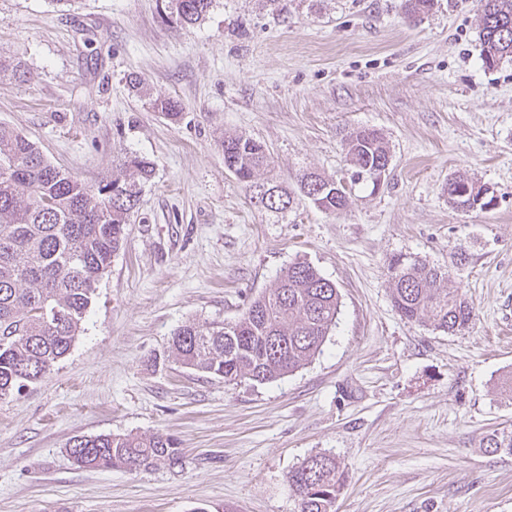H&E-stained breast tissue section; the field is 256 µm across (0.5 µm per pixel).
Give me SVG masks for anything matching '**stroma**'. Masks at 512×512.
I'll use <instances>...</instances> for the list:
<instances>
[{
    "instance_id": "stroma-1",
    "label": "stroma",
    "mask_w": 512,
    "mask_h": 512,
    "mask_svg": "<svg viewBox=\"0 0 512 512\" xmlns=\"http://www.w3.org/2000/svg\"><path fill=\"white\" fill-rule=\"evenodd\" d=\"M216 0L181 27L165 0H0V124L89 187L125 156L154 168L99 282L84 330L45 378L0 399V512H296L289 471L329 452L348 467L336 512H512V61L485 68L477 0ZM181 103L166 118L132 88ZM379 130L380 188L348 206L275 214L224 166L246 134L296 189L314 170L349 181L344 135ZM463 175L485 209L452 208ZM442 267L475 310L465 331L407 322L388 264ZM341 294L321 354L266 384L175 364L174 329L233 320L289 262ZM162 433L182 466L78 468L66 449L98 434Z\"/></svg>"
}]
</instances>
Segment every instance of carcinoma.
<instances>
[{
    "instance_id": "cac0c4a2",
    "label": "carcinoma",
    "mask_w": 512,
    "mask_h": 512,
    "mask_svg": "<svg viewBox=\"0 0 512 512\" xmlns=\"http://www.w3.org/2000/svg\"><path fill=\"white\" fill-rule=\"evenodd\" d=\"M214 0H167L168 18L195 25ZM479 41L486 68L512 59V0H478ZM152 105L176 120L181 104L158 94ZM353 182L372 181L374 169L390 162L378 130L354 129L345 136ZM224 167L251 194L255 205L282 213L293 208L295 193L268 176L264 145L245 135L221 141ZM152 164L129 155L120 175L91 188L55 167L20 133L0 126V399L19 394L51 372L71 349L84 323L98 282L125 238V226L151 179ZM299 193L319 209L340 213L348 203L344 187L304 171ZM448 182V203L471 209L477 199ZM391 302L409 323H426L455 334L469 327L473 307L447 287L448 273L399 255L388 265ZM341 294L336 283L305 261L288 264L270 287L252 297L233 321H188L177 327L170 353L181 367L233 384H265L303 368L320 353L336 327ZM481 447L512 453V431L493 432ZM67 452L85 470L174 469L182 452L163 434L77 436ZM346 480L335 455L317 453L289 471L288 489L297 512H336Z\"/></svg>"
}]
</instances>
